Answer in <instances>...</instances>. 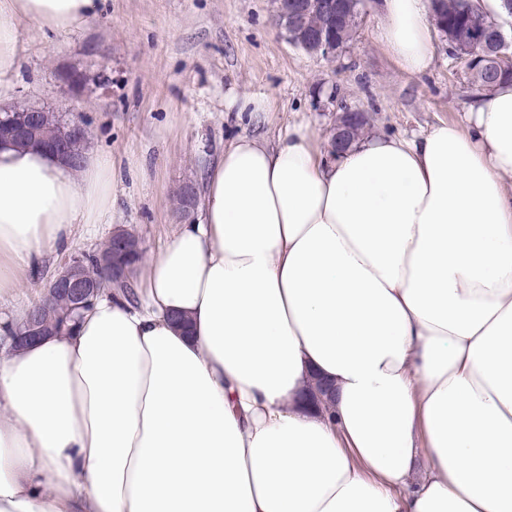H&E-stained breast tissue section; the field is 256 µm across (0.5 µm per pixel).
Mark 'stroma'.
<instances>
[{
    "instance_id": "1",
    "label": "stroma",
    "mask_w": 512,
    "mask_h": 512,
    "mask_svg": "<svg viewBox=\"0 0 512 512\" xmlns=\"http://www.w3.org/2000/svg\"><path fill=\"white\" fill-rule=\"evenodd\" d=\"M272 0H102L80 29L45 37L20 30L17 68L6 76L12 99L83 116L89 150L112 161V205L97 224L73 228L66 249L51 250L15 293L0 297V322L39 300L66 254L100 249L114 230L157 253L177 227L175 190L200 182L227 138L269 136L304 123L318 147L332 140L345 109L366 112L367 131L411 137L458 122L475 94L465 66L444 37L425 74L399 71L375 31L380 0H364L353 38L327 59L289 41L273 21ZM100 56L91 57L87 48ZM107 71V88L75 98L53 69ZM266 99L271 109L241 121L231 99Z\"/></svg>"
}]
</instances>
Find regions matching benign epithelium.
Returning a JSON list of instances; mask_svg holds the SVG:
<instances>
[{"mask_svg":"<svg viewBox=\"0 0 512 512\" xmlns=\"http://www.w3.org/2000/svg\"><path fill=\"white\" fill-rule=\"evenodd\" d=\"M275 4L276 23L292 42L326 58L336 55V49L341 42L339 28L349 7L347 0H334L330 4L332 27L336 29V33L327 36L310 33L304 23V14L320 9L322 7L321 0H275ZM464 60L467 69L472 73L478 70L499 73L512 71V55L500 50L493 56L480 53L467 55ZM52 75L55 81L73 96L81 97L87 92V76L79 69L74 67L56 69ZM40 114L39 110H29L19 121L0 123V140L7 141L13 137L26 135L33 127L39 125ZM366 120L367 115L358 110L344 112L336 127V146L340 149L345 148L353 126ZM86 137V123L82 118L75 117L68 121L66 129L47 140V146L50 152L68 160L74 166L78 161L74 145ZM176 198L178 205L173 208L175 220L179 223L191 220L200 203L197 185L192 182L182 185L176 192ZM111 241L117 251L130 255L143 254L140 241L126 236L122 230L113 233ZM87 261L99 262V269L103 271L101 278L94 281L87 279L84 267V263ZM128 275V268L115 267L109 260L95 253L77 252L67 256L61 263L57 274L50 280L45 299L31 313L24 335L9 336L10 345L13 346L17 342L25 345L44 335L45 329L42 320L44 316L53 313L57 296L63 294L68 298L69 311L64 322L74 323L80 317L81 312L89 307L91 297L111 291L113 283L127 279Z\"/></svg>","mask_w":512,"mask_h":512,"instance_id":"obj_1","label":"benign epithelium"}]
</instances>
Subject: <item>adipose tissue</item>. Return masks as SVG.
I'll use <instances>...</instances> for the list:
<instances>
[{"label": "adipose tissue", "instance_id": "1", "mask_svg": "<svg viewBox=\"0 0 512 512\" xmlns=\"http://www.w3.org/2000/svg\"><path fill=\"white\" fill-rule=\"evenodd\" d=\"M99 7L0 0V76L22 24ZM377 39L434 62L424 0H383ZM111 178L0 146V297ZM0 512H512V84L338 156L302 123L225 143L137 302L0 357Z\"/></svg>", "mask_w": 512, "mask_h": 512}]
</instances>
